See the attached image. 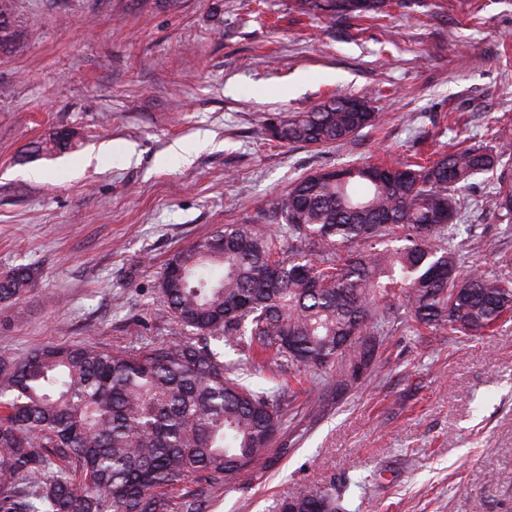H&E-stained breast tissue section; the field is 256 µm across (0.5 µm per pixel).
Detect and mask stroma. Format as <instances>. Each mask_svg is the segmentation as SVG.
Listing matches in <instances>:
<instances>
[{
	"instance_id": "35a3bbf8",
	"label": "stroma",
	"mask_w": 512,
	"mask_h": 512,
	"mask_svg": "<svg viewBox=\"0 0 512 512\" xmlns=\"http://www.w3.org/2000/svg\"><path fill=\"white\" fill-rule=\"evenodd\" d=\"M0 56V275L36 288L0 303V357L87 340L112 350L181 340L158 290L171 256L226 224L275 228L305 174L492 146L512 128V0H392L332 24L298 0H14ZM380 119L353 142L270 140L266 124L332 96ZM78 137L40 151L51 131ZM463 196L468 265L498 270L512 230ZM374 368L283 387V363L225 349L276 395L262 460L207 512H279L332 490L347 512H512V321L455 338L400 326Z\"/></svg>"
}]
</instances>
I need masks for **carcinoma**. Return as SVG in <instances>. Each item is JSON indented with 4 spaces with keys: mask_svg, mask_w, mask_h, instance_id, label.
Masks as SVG:
<instances>
[{
    "mask_svg": "<svg viewBox=\"0 0 512 512\" xmlns=\"http://www.w3.org/2000/svg\"><path fill=\"white\" fill-rule=\"evenodd\" d=\"M301 3L334 22L374 18L389 0ZM378 119L364 99L331 97L280 120L273 139L346 143ZM73 138L56 131L47 145L65 150ZM498 165L496 152L473 146L425 164L310 172L277 200L276 229L226 224L168 260L184 275L161 278L160 292L184 339L135 353L80 343L0 358V512H205L282 422L277 401L245 386L217 342L247 359L272 352L298 371L346 358L356 374L401 309L427 330H492L512 314V279L461 272L454 221L459 191ZM486 204L512 224V181L500 179ZM35 282L28 267L1 275L0 302ZM190 478L196 487L172 499ZM293 501L297 512L343 510L328 492Z\"/></svg>",
    "mask_w": 512,
    "mask_h": 512,
    "instance_id": "1",
    "label": "carcinoma"
}]
</instances>
